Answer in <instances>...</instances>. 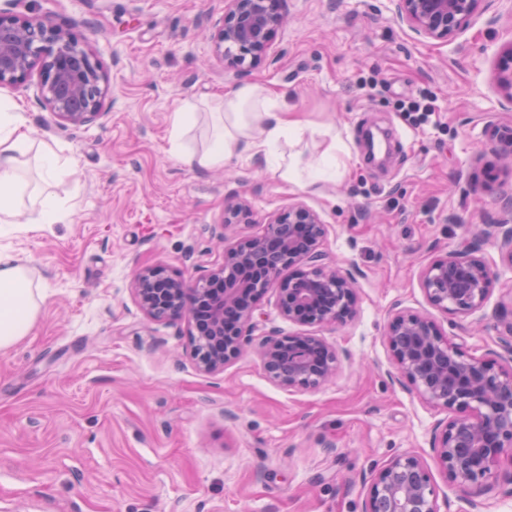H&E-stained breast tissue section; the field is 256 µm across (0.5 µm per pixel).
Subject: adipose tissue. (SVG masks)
<instances>
[{
  "instance_id": "ef3b65f1",
  "label": "adipose tissue",
  "mask_w": 512,
  "mask_h": 512,
  "mask_svg": "<svg viewBox=\"0 0 512 512\" xmlns=\"http://www.w3.org/2000/svg\"><path fill=\"white\" fill-rule=\"evenodd\" d=\"M210 136L206 149L198 155L183 151L182 138L193 123L196 107L185 104L170 114L172 153L186 164L210 170L233 160L263 157L288 185L317 189L335 184L347 171L346 161L338 159L342 149L339 135H332L321 158L302 168L296 158L277 153L280 141H299L311 132V125L288 109L282 95L268 86L248 82L231 93L212 99L208 106ZM28 136L17 106L0 104V235L19 229L25 210L35 211L41 224L62 220L61 200L48 192L49 184L73 174L68 158L52 150L38 159L39 185L24 175L23 156ZM39 309L38 295L17 256L0 251V349L8 348L27 336Z\"/></svg>"
}]
</instances>
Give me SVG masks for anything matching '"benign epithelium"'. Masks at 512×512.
Masks as SVG:
<instances>
[{
    "mask_svg": "<svg viewBox=\"0 0 512 512\" xmlns=\"http://www.w3.org/2000/svg\"><path fill=\"white\" fill-rule=\"evenodd\" d=\"M398 20L416 34L446 41L479 13L485 0H393ZM284 0H224V17L210 35L214 55L236 71L255 67L270 54L287 17ZM37 78L43 105L66 126L79 127L101 115L108 78L90 42L38 16L0 10V87L17 88ZM497 81L512 99V46L497 63ZM493 149L512 167V134L493 130ZM250 208L228 200L219 224L225 242L231 224L247 221ZM326 224L313 209L291 206L267 223L263 234L224 247L221 264L188 281L161 265L140 267L131 291L150 320L186 316L196 367L218 374L254 346L276 383L306 390L332 380L340 363L335 347L315 334L273 332L253 343L255 313L275 292L280 315L299 326H328L353 318L354 277L324 262L320 245ZM512 266V225L491 224L483 233ZM291 269L289 276L282 275ZM496 275L468 243L435 259L421 273L430 305L468 316L489 298ZM385 341L396 370L429 403L453 416L436 429L433 454L448 479L467 493L494 485L495 467L512 460V368L466 353L427 315L393 310ZM363 512H439L424 461L413 454L392 458L368 488Z\"/></svg>",
    "mask_w": 512,
    "mask_h": 512,
    "instance_id": "obj_1",
    "label": "benign epithelium"
}]
</instances>
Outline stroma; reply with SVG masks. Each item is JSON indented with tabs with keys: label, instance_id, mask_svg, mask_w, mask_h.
<instances>
[{
	"label": "stroma",
	"instance_id": "obj_1",
	"mask_svg": "<svg viewBox=\"0 0 512 512\" xmlns=\"http://www.w3.org/2000/svg\"><path fill=\"white\" fill-rule=\"evenodd\" d=\"M0 8L89 39L109 80L102 115L81 127H60L36 82L0 88L20 106L33 152L76 163L52 187L62 222L0 236L40 294L31 332L0 350V512H362L375 472L407 452L427 464L439 512H512V461L501 460L492 490L468 495L437 466L433 435L449 414L399 378L384 339L396 306L429 315L469 355L512 364L497 342L512 269L494 242H481L497 282L479 312L445 314L420 285L430 261L507 219L499 198L512 169L488 128H512L496 79L512 0H486L445 43L400 23L392 0H286L269 57L243 72L225 69L207 39L224 0ZM246 81L270 83L315 126L299 146L304 161L340 134L346 175L314 193L257 159L205 171L171 157L170 113ZM365 124L389 134L387 167L366 160ZM234 195L251 221L228 226V241L262 234L301 203L327 226V262L354 276L356 317L316 330L340 353L333 381L289 389L249 351L203 373L188 319L152 321L135 304L136 268L191 280L222 262L215 228Z\"/></svg>",
	"mask_w": 512,
	"mask_h": 512
}]
</instances>
